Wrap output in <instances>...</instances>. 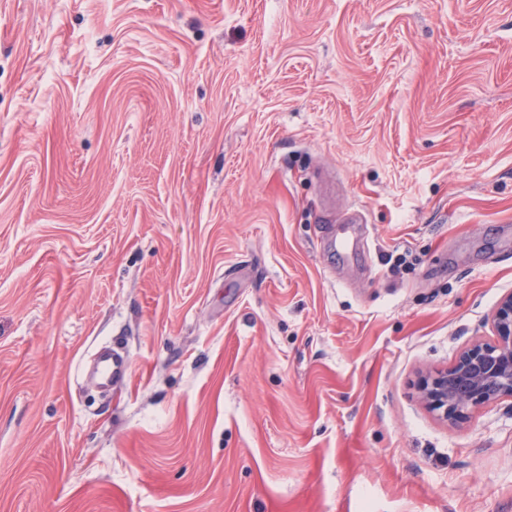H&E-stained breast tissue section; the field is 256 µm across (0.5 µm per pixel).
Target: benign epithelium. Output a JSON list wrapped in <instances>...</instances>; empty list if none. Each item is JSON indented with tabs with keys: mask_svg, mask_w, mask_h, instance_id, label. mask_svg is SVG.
Returning <instances> with one entry per match:
<instances>
[{
	"mask_svg": "<svg viewBox=\"0 0 512 512\" xmlns=\"http://www.w3.org/2000/svg\"><path fill=\"white\" fill-rule=\"evenodd\" d=\"M490 322L492 341L468 344L450 367L420 386L421 400L450 425L464 423L485 405L512 400V291L500 298Z\"/></svg>",
	"mask_w": 512,
	"mask_h": 512,
	"instance_id": "1",
	"label": "benign epithelium"
}]
</instances>
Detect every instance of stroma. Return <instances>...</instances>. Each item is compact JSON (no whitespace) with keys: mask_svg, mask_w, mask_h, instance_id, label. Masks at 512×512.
Masks as SVG:
<instances>
[{"mask_svg":"<svg viewBox=\"0 0 512 512\" xmlns=\"http://www.w3.org/2000/svg\"><path fill=\"white\" fill-rule=\"evenodd\" d=\"M511 291L512 0H0V512H512ZM490 322L492 341L468 344L450 367L420 386L421 400L450 425L464 423L485 405L512 400V291L500 298ZM98 367L101 382L106 386L124 382L129 374L128 359L114 350L103 351L99 355Z\"/></svg>","mask_w":512,"mask_h":512,"instance_id":"stroma-1","label":"stroma"}]
</instances>
